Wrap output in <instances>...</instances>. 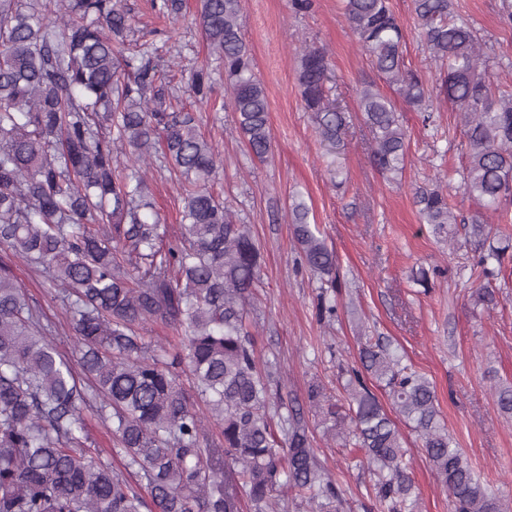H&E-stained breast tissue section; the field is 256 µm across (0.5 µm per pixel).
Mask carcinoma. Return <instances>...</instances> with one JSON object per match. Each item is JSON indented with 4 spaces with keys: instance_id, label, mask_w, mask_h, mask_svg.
Instances as JSON below:
<instances>
[{
    "instance_id": "obj_1",
    "label": "carcinoma",
    "mask_w": 512,
    "mask_h": 512,
    "mask_svg": "<svg viewBox=\"0 0 512 512\" xmlns=\"http://www.w3.org/2000/svg\"><path fill=\"white\" fill-rule=\"evenodd\" d=\"M242 0H200L198 24L210 52L224 61L240 135L265 161L272 151L269 101L241 33ZM362 51L386 84L419 112L428 111L427 83L404 63V32L388 0H344ZM182 0H154L175 17ZM418 28L440 64L439 94L461 112L470 145L464 194L499 214L512 198V85L482 76L480 44L450 0H414ZM131 18L121 0H0V244L46 274L58 289L78 341L73 366L59 350L27 293L0 263V512H272L287 488L337 512L338 489L311 446L307 424L287 409L279 442L272 380L255 362L245 303L261 254L242 224L207 184L217 153L188 113L168 111L155 48L128 54ZM324 49L306 46L298 81L320 136L341 142L345 113L330 101ZM372 133L370 161L381 173L404 168L406 131L394 101L374 83L358 92ZM164 142L172 169L184 178L180 231L165 243L153 212L147 170ZM135 161L112 169V146ZM422 223L441 231L457 223L448 194L416 192ZM293 236L307 268L333 282L336 254L301 200L291 210ZM493 224L471 225L477 265L494 277L512 238L496 246ZM489 307L488 283L473 294ZM162 323L185 333L187 352L148 353L144 331ZM340 403L318 385L310 402L345 447L364 450L377 476L375 499L385 512H412L415 483L402 436L367 381L388 390L392 410L417 433L453 512H512L484 484L442 424L433 384L402 365L387 346L365 338ZM188 368L193 390L177 381ZM512 415V385L496 390ZM112 424L125 470H113L89 444L85 413ZM219 430L213 437L208 422Z\"/></svg>"
}]
</instances>
